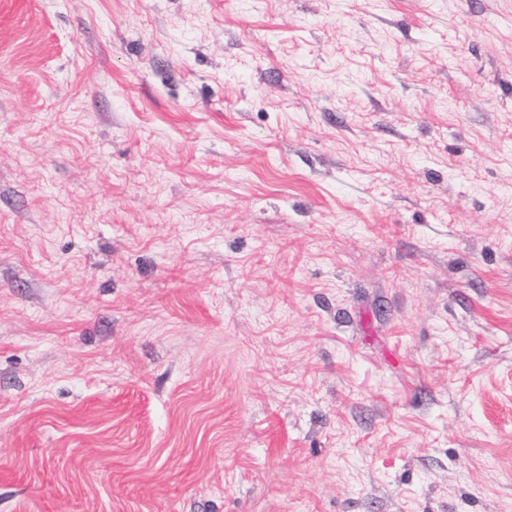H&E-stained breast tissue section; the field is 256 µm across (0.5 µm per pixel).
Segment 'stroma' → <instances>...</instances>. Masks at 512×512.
I'll return each instance as SVG.
<instances>
[{"label":"stroma","mask_w":512,"mask_h":512,"mask_svg":"<svg viewBox=\"0 0 512 512\" xmlns=\"http://www.w3.org/2000/svg\"><path fill=\"white\" fill-rule=\"evenodd\" d=\"M0 512H512V0H0Z\"/></svg>","instance_id":"stroma-1"}]
</instances>
